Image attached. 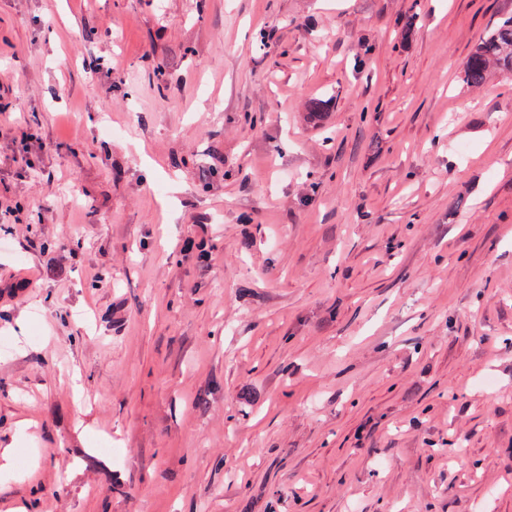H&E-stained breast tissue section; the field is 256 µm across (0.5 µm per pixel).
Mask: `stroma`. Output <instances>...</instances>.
Returning <instances> with one entry per match:
<instances>
[{
	"instance_id": "obj_1",
	"label": "stroma",
	"mask_w": 512,
	"mask_h": 512,
	"mask_svg": "<svg viewBox=\"0 0 512 512\" xmlns=\"http://www.w3.org/2000/svg\"><path fill=\"white\" fill-rule=\"evenodd\" d=\"M510 14L0 0V512H512ZM492 69L512 76V15L493 25L472 50L463 66L464 83L478 87Z\"/></svg>"
}]
</instances>
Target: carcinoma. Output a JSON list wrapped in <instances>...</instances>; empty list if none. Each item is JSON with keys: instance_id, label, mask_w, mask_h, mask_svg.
Segmentation results:
<instances>
[{"instance_id": "1", "label": "carcinoma", "mask_w": 512, "mask_h": 512, "mask_svg": "<svg viewBox=\"0 0 512 512\" xmlns=\"http://www.w3.org/2000/svg\"><path fill=\"white\" fill-rule=\"evenodd\" d=\"M493 69L512 76V15L493 25L472 50L463 66L464 83L478 87Z\"/></svg>"}]
</instances>
